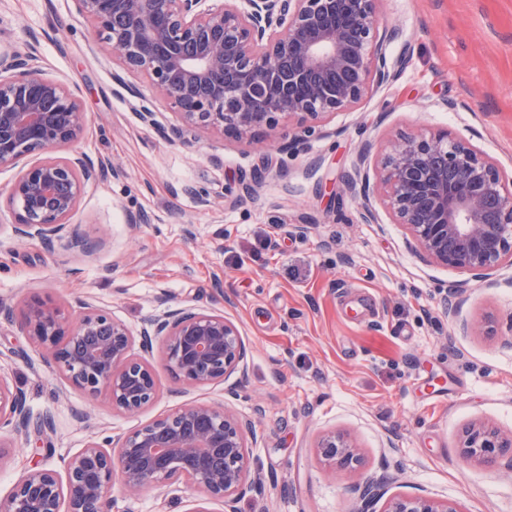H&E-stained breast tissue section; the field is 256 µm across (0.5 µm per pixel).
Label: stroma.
<instances>
[{"mask_svg":"<svg viewBox=\"0 0 512 512\" xmlns=\"http://www.w3.org/2000/svg\"><path fill=\"white\" fill-rule=\"evenodd\" d=\"M375 20L397 30L389 50L409 52L406 69L328 117L322 135L294 153L280 148L285 119L266 149L209 130L166 140L160 130L177 117L163 105L158 127L139 121L115 65L89 50L73 0H0V44L37 38L46 76L80 91L89 122L79 150L123 169L89 184L70 218L98 243L87 255L65 240L51 254L14 244L5 193L17 171L0 168V299L48 296L73 309L90 301L136 331L165 290L172 306L224 314L246 349L242 368L184 391L154 345L147 360L159 396L127 415L107 395L74 390L0 320V376L24 394L32 417L55 423L46 435L15 439L0 465V496L30 470H63L90 439L194 402L228 406L255 424L250 473L265 495L240 499L236 512H360L365 482L382 473L392 494L512 512V466L469 467L460 457L471 425L512 433V266L475 281L430 263L379 199L368 224L342 190L356 166L376 180L389 141L420 132L470 142L512 177V0H380ZM195 188L211 206L197 204ZM142 214L147 223L131 232ZM331 432L361 450L359 465L337 476L316 448ZM111 496V512H189L199 493L179 481L134 497L116 484Z\"/></svg>","mask_w":512,"mask_h":512,"instance_id":"35a3bbf8","label":"stroma"}]
</instances>
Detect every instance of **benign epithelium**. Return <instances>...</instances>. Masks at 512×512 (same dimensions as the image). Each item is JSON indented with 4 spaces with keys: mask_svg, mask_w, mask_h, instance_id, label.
<instances>
[{
    "mask_svg": "<svg viewBox=\"0 0 512 512\" xmlns=\"http://www.w3.org/2000/svg\"><path fill=\"white\" fill-rule=\"evenodd\" d=\"M107 44L109 57L131 75L149 79L181 118L163 131L185 141L200 129L243 136L273 131L283 117L296 121L289 144L321 134V120L357 105L391 82L407 64L388 46L393 28L379 29L380 0H74ZM140 100L135 112L150 127L157 107L117 74ZM87 116L78 92L45 76L32 49L0 53V167H17L8 193L17 243H37L53 253L64 238L90 253L96 243L69 219L86 186L118 167L82 153L47 157L35 152L68 150L84 136ZM359 155L344 188L360 199L361 217L375 218L370 193L381 194L396 223L409 230L429 261L486 279L512 263V178L466 141L441 135L390 143L375 185L361 177ZM164 309L144 321L138 334L104 310L84 303L77 312L49 298L32 297L16 307L0 300V319L13 322L77 391H106L112 408L134 415L157 396L158 384L145 354L163 344L168 370L186 387L224 379L243 361L244 343L233 322L195 307ZM140 339H135V336ZM31 416L22 393L0 378V461L11 438L26 435ZM254 425L225 407L187 404L139 429L103 442L89 441L64 474L28 471L0 497V512H109L112 483L135 494L185 481L204 492L188 512H213L212 502L235 512V503L264 485L246 481L247 435ZM318 454L336 472L360 461L359 448L329 433ZM461 457L468 466L512 462V434L473 425ZM384 477L369 479L363 509L383 498ZM385 499V498H383ZM381 512H463L454 501L419 494L385 499Z\"/></svg>",
    "mask_w": 512,
    "mask_h": 512,
    "instance_id": "7a95c632",
    "label": "benign epithelium"
}]
</instances>
